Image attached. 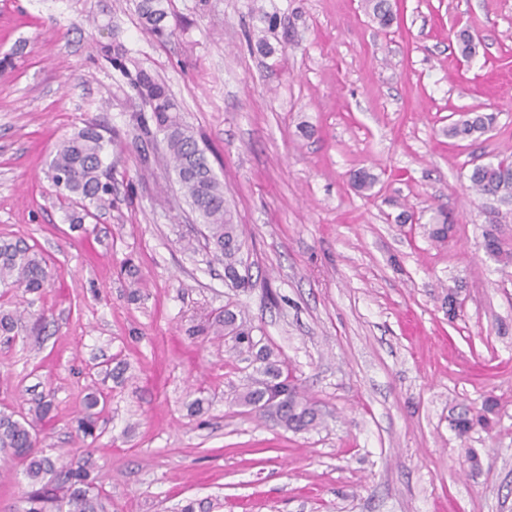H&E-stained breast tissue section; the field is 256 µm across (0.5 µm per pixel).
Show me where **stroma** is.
<instances>
[{
	"instance_id": "obj_1",
	"label": "stroma",
	"mask_w": 512,
	"mask_h": 512,
	"mask_svg": "<svg viewBox=\"0 0 512 512\" xmlns=\"http://www.w3.org/2000/svg\"><path fill=\"white\" fill-rule=\"evenodd\" d=\"M147 33L136 0H0V236L53 278L20 297L42 340L0 336V412L52 396L47 455L103 394L91 452L108 512H512V209L473 165L512 155V0H399L388 29L364 0H169ZM109 13L114 31L93 18ZM277 15L251 47L262 13ZM477 44L462 57L455 41ZM116 40L170 89L207 147L252 285L224 278L141 107L91 40ZM492 112L476 140L461 111ZM111 129L114 204L71 223L47 176L58 142ZM377 176L354 188L359 170ZM448 221L444 241L430 236ZM457 290L456 309L446 297ZM230 308L321 415L287 430L241 405L252 357L199 326ZM472 420L460 432V418ZM0 449V512L28 491ZM496 116L490 112L467 111L462 117L448 126V137L469 140L488 132L494 125ZM485 249L488 254L497 261L512 260V241L505 239L496 229L485 232Z\"/></svg>"
}]
</instances>
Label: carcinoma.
Returning <instances> with one entry per match:
<instances>
[{
    "label": "carcinoma",
    "mask_w": 512,
    "mask_h": 512,
    "mask_svg": "<svg viewBox=\"0 0 512 512\" xmlns=\"http://www.w3.org/2000/svg\"><path fill=\"white\" fill-rule=\"evenodd\" d=\"M138 14L143 27L163 38L172 34L166 25L168 0H138ZM365 9L371 21L388 28L397 21V11L391 0H365ZM121 72L130 87L148 107L156 133L162 135L166 155L173 164L176 181L192 210L206 229L205 239L212 245L217 259L224 262V277L237 288L246 283L237 279L242 264L239 225L224 195V185L215 174L206 156V149L176 114L169 88L147 72H131L127 67L126 50L119 44L96 45ZM496 116L490 112L471 110L448 126V137L469 140L488 132ZM107 128L88 123L56 147L49 163L50 179L62 199L72 208V223L82 224L97 212L112 208V137L105 136ZM471 187L479 194L491 196L512 206V159L476 164L469 175ZM485 249L499 261L512 260V241L495 229L485 232ZM50 272L43 256L21 240L0 239V288L40 292ZM23 313L0 309V335L14 337L22 326ZM212 333L231 341V349L254 355L260 362V377L239 394L238 400L270 416L285 429L304 431L320 423L315 405L288 384L283 363L273 351L254 341L252 326L235 311L226 308L214 318ZM52 401L41 397L35 402L33 414L0 413V448L8 449L24 467L32 490L24 497L23 512H48L49 505L62 498L67 512H107L104 497L97 488L90 462L81 458L61 464L37 448V423L50 414ZM77 433L84 439H96L94 414L88 412L77 418Z\"/></svg>",
    "instance_id": "1"
}]
</instances>
